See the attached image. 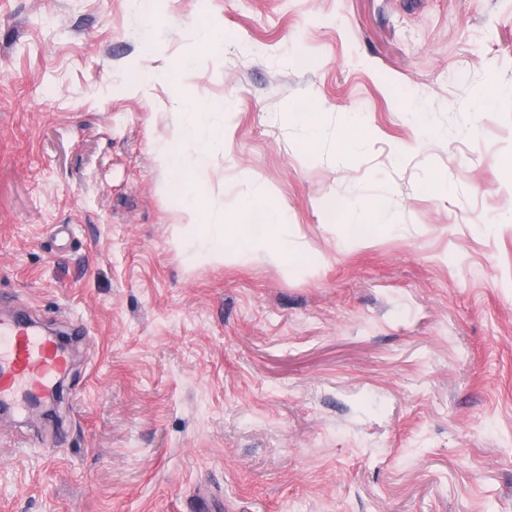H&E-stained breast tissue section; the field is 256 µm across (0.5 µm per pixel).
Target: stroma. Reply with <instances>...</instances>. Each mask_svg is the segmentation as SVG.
<instances>
[{
	"instance_id": "35a3bbf8",
	"label": "stroma",
	"mask_w": 512,
	"mask_h": 512,
	"mask_svg": "<svg viewBox=\"0 0 512 512\" xmlns=\"http://www.w3.org/2000/svg\"><path fill=\"white\" fill-rule=\"evenodd\" d=\"M510 85L512 0H0V311L79 352L0 512H512ZM185 92L215 219L262 188L313 269L174 246ZM195 40L199 48L210 54L223 53L224 30L206 20H202L195 28Z\"/></svg>"
}]
</instances>
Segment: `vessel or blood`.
I'll list each match as a JSON object with an SVG mask.
<instances>
[{
	"mask_svg": "<svg viewBox=\"0 0 512 512\" xmlns=\"http://www.w3.org/2000/svg\"><path fill=\"white\" fill-rule=\"evenodd\" d=\"M65 355L50 337L26 323L0 321V400L48 391L67 371Z\"/></svg>",
	"mask_w": 512,
	"mask_h": 512,
	"instance_id": "b4317fda",
	"label": "vessel or blood"
}]
</instances>
